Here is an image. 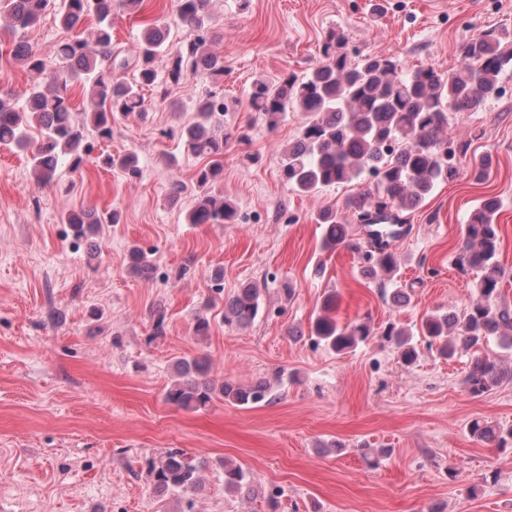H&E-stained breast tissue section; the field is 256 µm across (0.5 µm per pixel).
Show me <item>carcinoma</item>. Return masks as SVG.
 Returning <instances> with one entry per match:
<instances>
[{"label":"carcinoma","mask_w":512,"mask_h":512,"mask_svg":"<svg viewBox=\"0 0 512 512\" xmlns=\"http://www.w3.org/2000/svg\"><path fill=\"white\" fill-rule=\"evenodd\" d=\"M142 0H62L60 24L73 30L86 19L96 20L91 38L80 34L61 42L57 49L59 66H50L22 41L14 47V58L25 68L42 76L30 88L20 105L7 93H0V144L30 152L31 170L38 184L50 185L60 164L79 173L89 160L92 144L84 134L91 126L98 140L112 139V124L118 120L145 117L144 88L168 95L167 85H178L187 76L203 72L215 85L224 81V57L211 49L214 41L210 0H175L176 13L186 37L169 50V30L159 22L146 27L138 39V51L129 58L112 47L114 6L136 11ZM50 0H0V23L16 33L36 25ZM323 60L299 78L289 74L278 81L257 79L249 92V105L256 117L274 130L290 112L305 113L306 120L296 138L281 151V174L297 192L312 195L367 174L370 187L346 199L349 215L327 208L318 215L324 225L321 249L325 253L349 249L367 264L371 276L392 275L398 268L390 242L408 231L404 212L416 209L444 178L454 175L466 162L470 176L484 184L491 174L485 157L467 158L466 149L456 144L455 163L448 164L450 120L461 112H477L502 94L500 75L512 70V36L482 32L459 47L460 64L440 72L432 66L403 71L383 54L366 55L356 61L343 50V37L331 29L324 34ZM167 53V78L160 79L156 60ZM134 69V82L112 79V70ZM76 82L89 90L91 111L77 120L67 94V83ZM228 111L224 95L208 90L195 99L194 120L180 129L186 152L206 163L196 173V201L189 211L190 224H235V204L213 193L224 177V146L241 134L224 127L221 117ZM39 137L30 139V129ZM102 165L119 169L127 178L142 176L138 155L99 157ZM500 203L484 196L462 225V244L456 264L463 272L478 273L472 299L458 310L432 312L421 319L417 332L394 325L382 338L401 362L413 364L419 355L414 335L418 334L444 359L455 356L457 345L473 351L465 376L468 393L488 394L505 381H512V368H505L494 356L483 352L492 337L512 348V306L499 301L504 270L499 264ZM364 225L366 243L355 241L348 217ZM61 222L71 227L75 238L95 233L101 224L120 223L117 211L99 213L90 207L61 213ZM127 270L147 278L154 270L148 253L139 246L129 248ZM261 308L260 289L242 283L224 300V325L242 329L255 321ZM210 303L194 316V332L206 336L211 329ZM336 295L321 304V313L311 324V335L332 351L343 354L374 336L369 321L358 319L340 324ZM174 380L166 401L185 411H200L221 400L244 409L271 403L270 386L264 381L242 384L210 377L205 357L180 358L172 364ZM473 438L501 449L512 444V426L505 429L474 419L469 423ZM151 484L157 491L188 493L200 489L198 462L181 449H171L145 461ZM224 490L235 494L255 492L253 478L242 465L222 461Z\"/></svg>","instance_id":"cac0c4a2"}]
</instances>
